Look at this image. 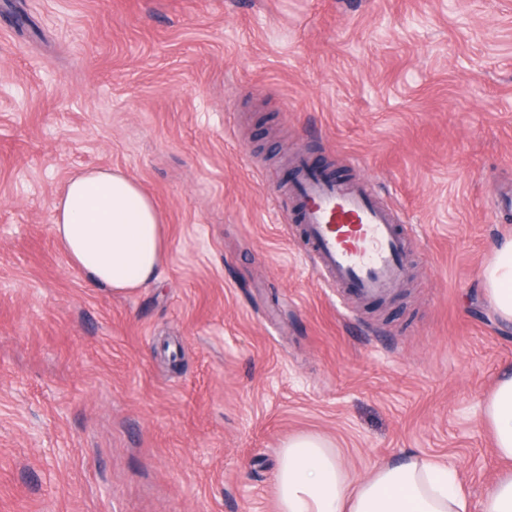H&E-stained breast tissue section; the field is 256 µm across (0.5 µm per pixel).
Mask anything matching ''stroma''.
<instances>
[{"mask_svg":"<svg viewBox=\"0 0 512 512\" xmlns=\"http://www.w3.org/2000/svg\"><path fill=\"white\" fill-rule=\"evenodd\" d=\"M298 157L413 226L385 301L282 224ZM88 167L159 208V276L124 295L53 234ZM509 188L512 0H0V512H277L305 432L362 478L438 458L479 507ZM481 285L499 319L512 325V238L500 241L481 271Z\"/></svg>","mask_w":512,"mask_h":512,"instance_id":"35a3bbf8","label":"stroma"}]
</instances>
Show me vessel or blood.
I'll use <instances>...</instances> for the list:
<instances>
[{"instance_id":"vessel-or-blood-1","label":"vessel or blood","mask_w":512,"mask_h":512,"mask_svg":"<svg viewBox=\"0 0 512 512\" xmlns=\"http://www.w3.org/2000/svg\"><path fill=\"white\" fill-rule=\"evenodd\" d=\"M295 169L296 206L283 221L302 226L319 278L365 302L390 296L407 273L400 211L366 183L339 179L302 158Z\"/></svg>"}]
</instances>
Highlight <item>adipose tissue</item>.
<instances>
[{
  "mask_svg": "<svg viewBox=\"0 0 512 512\" xmlns=\"http://www.w3.org/2000/svg\"><path fill=\"white\" fill-rule=\"evenodd\" d=\"M53 232L70 265L112 294L156 278L167 242L154 200L122 172L83 171L53 203ZM499 319L512 324V238L500 241L481 271ZM483 415L507 468L485 492L480 512H512V371L502 373ZM278 512H468L463 486L439 460L414 454L354 478L329 441L288 439L275 471Z\"/></svg>",
  "mask_w": 512,
  "mask_h": 512,
  "instance_id": "1",
  "label": "adipose tissue"
}]
</instances>
